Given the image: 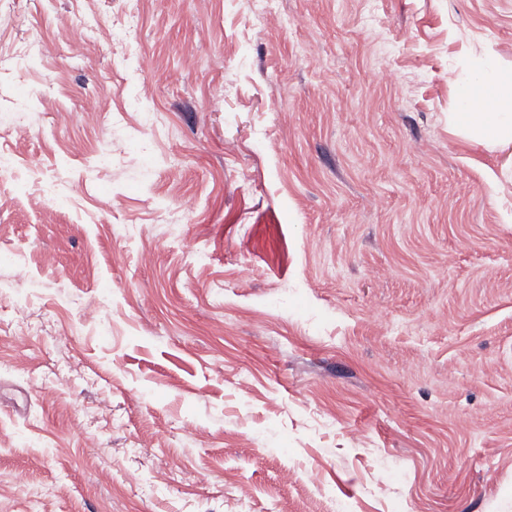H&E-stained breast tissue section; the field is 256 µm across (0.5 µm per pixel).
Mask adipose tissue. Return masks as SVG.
Masks as SVG:
<instances>
[{
	"instance_id": "1",
	"label": "adipose tissue",
	"mask_w": 512,
	"mask_h": 512,
	"mask_svg": "<svg viewBox=\"0 0 512 512\" xmlns=\"http://www.w3.org/2000/svg\"><path fill=\"white\" fill-rule=\"evenodd\" d=\"M461 111L467 122L490 132L497 147L512 144V76L501 77L490 63H481L474 77L464 85Z\"/></svg>"
}]
</instances>
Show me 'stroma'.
Listing matches in <instances>:
<instances>
[{"mask_svg": "<svg viewBox=\"0 0 512 512\" xmlns=\"http://www.w3.org/2000/svg\"><path fill=\"white\" fill-rule=\"evenodd\" d=\"M277 6L0 0V512H512V0ZM461 92V112L466 121L491 133L489 143L497 147L512 144V76L501 77L490 63H479L474 77Z\"/></svg>", "mask_w": 512, "mask_h": 512, "instance_id": "1", "label": "stroma"}]
</instances>
